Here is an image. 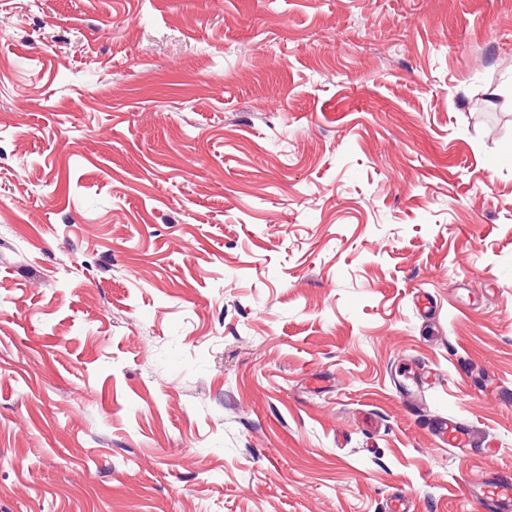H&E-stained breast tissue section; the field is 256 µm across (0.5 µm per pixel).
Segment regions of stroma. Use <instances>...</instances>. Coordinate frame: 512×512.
Returning <instances> with one entry per match:
<instances>
[{"label": "stroma", "mask_w": 512, "mask_h": 512, "mask_svg": "<svg viewBox=\"0 0 512 512\" xmlns=\"http://www.w3.org/2000/svg\"><path fill=\"white\" fill-rule=\"evenodd\" d=\"M489 466L512 0H0V512H481ZM433 432L439 441L454 448L463 458L473 446L472 428L462 419L440 417L434 422Z\"/></svg>", "instance_id": "1"}]
</instances>
